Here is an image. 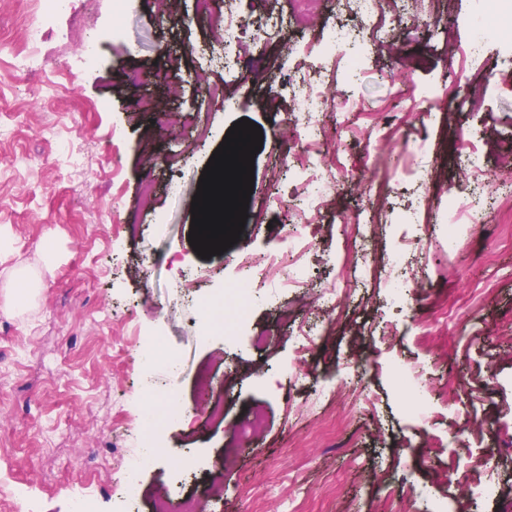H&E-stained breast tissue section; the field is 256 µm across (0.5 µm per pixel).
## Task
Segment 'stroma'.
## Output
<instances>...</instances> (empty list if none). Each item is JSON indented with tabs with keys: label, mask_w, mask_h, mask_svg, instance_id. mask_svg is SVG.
Returning <instances> with one entry per match:
<instances>
[{
	"label": "stroma",
	"mask_w": 512,
	"mask_h": 512,
	"mask_svg": "<svg viewBox=\"0 0 512 512\" xmlns=\"http://www.w3.org/2000/svg\"><path fill=\"white\" fill-rule=\"evenodd\" d=\"M232 2L247 21L269 14L283 31L266 50L262 82L229 83L238 106L228 110L209 94L227 81L196 0H66L48 19L25 0H0V33L10 39L0 46V470L28 494L19 512H73L78 495L88 512H124V455L149 388L175 396L183 417L141 472L134 512H156L161 499L175 510L189 495L202 499L203 512H281L287 494L302 512H408L404 497L388 493L405 467L436 491L460 492L466 470L449 473L429 459L427 443L445 427L412 415L414 398L392 374L396 359L427 363L432 397H461L471 444L481 439L477 425L512 427V209L488 205L471 246L455 254L442 230L441 192L468 187L460 156L470 146L484 148L490 174L512 152V38L490 44L494 64L475 73L483 92L471 101L443 87L453 44L470 36L471 0H435L434 14L404 17L386 44L365 45L359 73L325 77L328 100L348 94L359 109L346 115V131L335 110L319 116L324 159L338 174L323 222L306 230L314 277L301 290L256 289L253 320L228 344L203 335L206 307L223 297L242 256L275 250L288 233L283 119L289 84L300 77L289 48L352 20L337 0H315L300 19L293 0ZM31 25L44 31L52 95L12 64ZM88 45L100 49L89 64ZM132 68L141 73L134 85ZM438 84V100L418 98ZM144 96L154 111L137 109ZM185 112L195 126L180 122ZM244 118L263 132L248 218L236 244L205 259L188 242L192 198L214 150ZM422 141L433 152L436 188L405 224L412 176L393 170L399 192L380 198L372 162ZM375 219L382 232L366 245L374 276L330 264L356 222ZM417 235L422 249L405 271L422 290L399 307L384 261ZM22 263L38 270L39 287L14 311L25 288L7 275ZM332 284L345 297L338 314L315 303ZM384 320L398 328L390 344L376 331ZM301 323L322 334L304 386L295 387L280 367ZM152 344L162 359L142 366ZM353 369L366 407L317 395L325 377ZM215 392L224 396L219 421L204 411ZM188 455L198 470L177 472Z\"/></svg>",
	"instance_id": "35a3bbf8"
}]
</instances>
